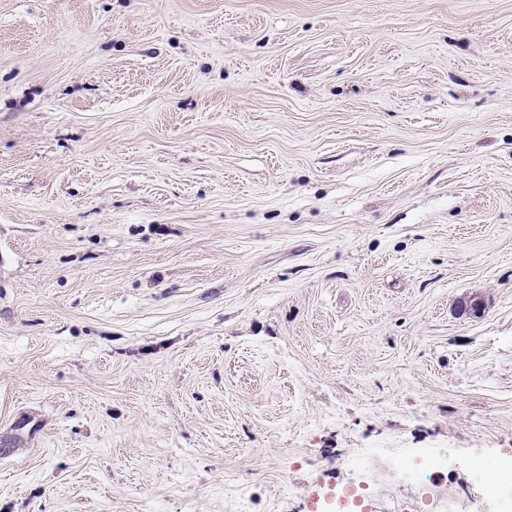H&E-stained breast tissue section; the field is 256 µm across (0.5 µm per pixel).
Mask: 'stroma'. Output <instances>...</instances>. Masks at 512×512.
<instances>
[{"instance_id": "obj_1", "label": "stroma", "mask_w": 512, "mask_h": 512, "mask_svg": "<svg viewBox=\"0 0 512 512\" xmlns=\"http://www.w3.org/2000/svg\"><path fill=\"white\" fill-rule=\"evenodd\" d=\"M426 451L512 466V0H0V512Z\"/></svg>"}]
</instances>
